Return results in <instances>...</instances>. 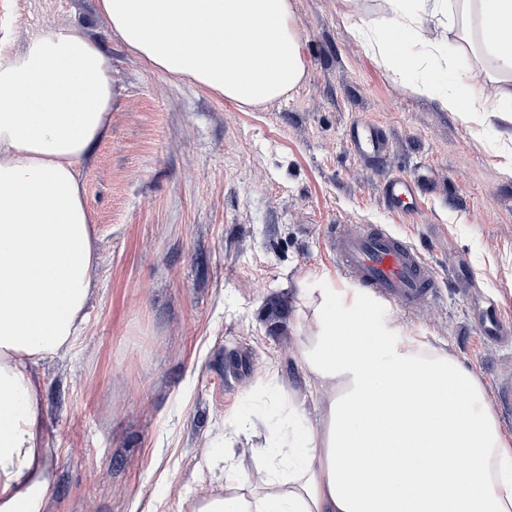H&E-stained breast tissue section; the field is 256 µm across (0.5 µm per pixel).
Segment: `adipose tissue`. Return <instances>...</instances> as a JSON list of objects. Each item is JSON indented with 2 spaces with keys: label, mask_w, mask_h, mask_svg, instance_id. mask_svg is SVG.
I'll return each mask as SVG.
<instances>
[{
  "label": "adipose tissue",
  "mask_w": 512,
  "mask_h": 512,
  "mask_svg": "<svg viewBox=\"0 0 512 512\" xmlns=\"http://www.w3.org/2000/svg\"><path fill=\"white\" fill-rule=\"evenodd\" d=\"M370 26L341 0L350 33L380 67L446 112L512 125V0H382ZM97 20L149 70L241 108L286 96L307 61L293 0H97ZM441 51L489 59L467 96L413 79ZM112 59L79 23H46L0 51V512H39L52 474L44 446L39 362L69 347L94 286L96 237L80 165L106 137ZM297 298L315 312L301 352L308 393L330 400L295 430L259 490L204 494L191 512H512V442L499 433L479 380L363 303L339 312L327 274H304ZM358 449L350 458L348 449Z\"/></svg>",
  "instance_id": "adipose-tissue-1"
}]
</instances>
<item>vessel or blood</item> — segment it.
Masks as SVG:
<instances>
[{"instance_id":"vessel-or-blood-1","label":"vessel or blood","mask_w":512,"mask_h":512,"mask_svg":"<svg viewBox=\"0 0 512 512\" xmlns=\"http://www.w3.org/2000/svg\"><path fill=\"white\" fill-rule=\"evenodd\" d=\"M353 152L372 162L390 148L388 138L377 128L354 124L348 129ZM389 203L413 204L416 183L395 178L382 188ZM330 241L336 266L370 296L385 300L397 308L413 311L433 297L437 271L424 254L402 237L372 224L333 225ZM485 341L512 345V322L489 305L481 324Z\"/></svg>"}]
</instances>
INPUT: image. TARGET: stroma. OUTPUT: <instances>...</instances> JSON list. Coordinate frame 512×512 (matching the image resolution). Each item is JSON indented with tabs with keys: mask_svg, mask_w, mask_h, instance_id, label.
I'll return each mask as SVG.
<instances>
[{
	"mask_svg": "<svg viewBox=\"0 0 512 512\" xmlns=\"http://www.w3.org/2000/svg\"><path fill=\"white\" fill-rule=\"evenodd\" d=\"M303 82L257 109L145 69L95 21V0H0V48L53 22L88 24L119 92L105 139L81 165L97 245L96 285L73 344L42 360L52 482L40 512H188L225 472L253 487L273 445L316 413L298 365L313 323L296 277L334 282L329 304L369 303L381 325L469 370L495 405L512 348L486 343L490 300L512 315V141L413 96L346 30L339 0H294ZM386 131L366 164L347 130ZM415 180L418 214L386 206ZM331 224H376L459 272L416 312L368 299L337 269ZM382 194L389 203L405 202L412 213L417 212L414 208V198L416 197V183L409 178H394L387 182L382 188Z\"/></svg>",
	"mask_w": 512,
	"mask_h": 512,
	"instance_id": "stroma-1",
	"label": "stroma"
}]
</instances>
